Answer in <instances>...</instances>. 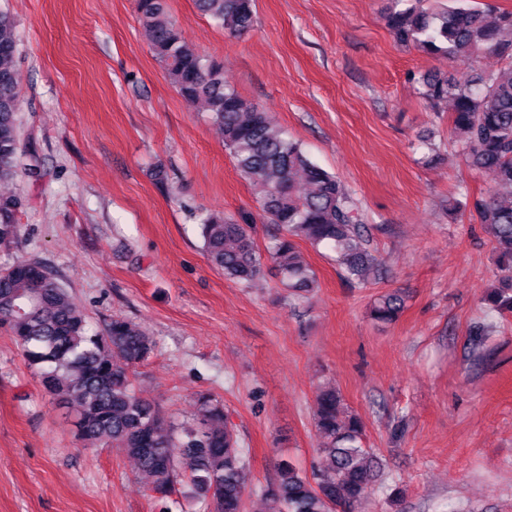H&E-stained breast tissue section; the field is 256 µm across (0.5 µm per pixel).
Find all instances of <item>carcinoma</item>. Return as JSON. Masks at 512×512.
I'll return each instance as SVG.
<instances>
[{
    "label": "carcinoma",
    "instance_id": "carcinoma-1",
    "mask_svg": "<svg viewBox=\"0 0 512 512\" xmlns=\"http://www.w3.org/2000/svg\"><path fill=\"white\" fill-rule=\"evenodd\" d=\"M198 9L234 33L255 22L252 0H196ZM139 20L170 82L186 103H201L224 133L240 175L251 182L269 223L279 227L261 254L252 226L222 212L199 218L202 249L224 279L248 284L273 264L294 297L317 287V278L298 241L326 246L352 284L364 285L378 264L367 222L355 199L335 175L314 163L301 144L273 128L265 112L224 85L222 65L182 38L166 9V0H137ZM388 25L395 39L450 60L490 52L506 61L494 72L461 77L426 76L422 97L431 105L451 104L452 131L467 165L494 173L487 195L464 190L450 211L470 215L486 226L496 252L499 279L512 282V11L483 10L473 0H448L431 8L425 0H391ZM18 45L14 20L0 10V182L19 169L22 127L16 86ZM306 191L299 195L295 181ZM26 199L0 193V244L21 233ZM488 311L512 312V292L491 291ZM405 308L397 291L374 300L373 320L395 321ZM0 328L20 345L25 362L59 406L74 418L76 436L102 447L118 448L152 478V492L167 499L181 476L197 489L208 512H244L249 466L241 440L209 393L197 399L190 422L176 426L138 396L132 369L154 349L153 339L121 316L103 332L41 262L15 261L0 268ZM313 423L322 439L327 467L307 474L283 462L266 494L285 512H360L373 478L371 449L361 418L342 395L325 387L315 397Z\"/></svg>",
    "mask_w": 512,
    "mask_h": 512
}]
</instances>
